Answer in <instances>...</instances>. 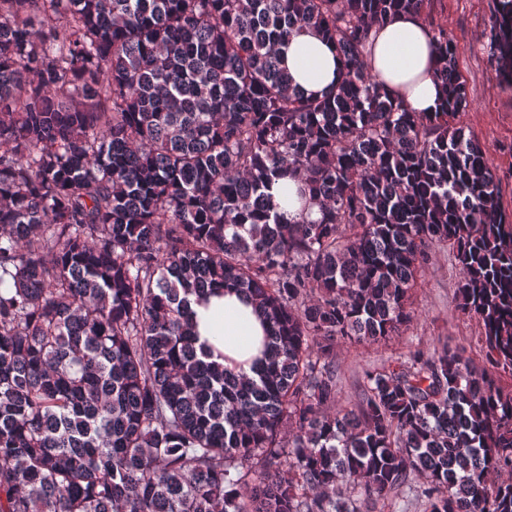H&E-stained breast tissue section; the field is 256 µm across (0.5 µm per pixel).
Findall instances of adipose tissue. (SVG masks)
Returning <instances> with one entry per match:
<instances>
[{
	"label": "adipose tissue",
	"instance_id": "obj_1",
	"mask_svg": "<svg viewBox=\"0 0 512 512\" xmlns=\"http://www.w3.org/2000/svg\"><path fill=\"white\" fill-rule=\"evenodd\" d=\"M280 53L294 83L308 94H327L340 75V60L329 43L308 31L292 36ZM368 64L387 92L416 112L435 111L440 86L429 29L413 13H401L377 29ZM192 326L214 361L249 377L260 367L266 326L238 293L213 292L193 302Z\"/></svg>",
	"mask_w": 512,
	"mask_h": 512
}]
</instances>
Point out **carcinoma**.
<instances>
[{"label":"carcinoma","instance_id":"obj_1","mask_svg":"<svg viewBox=\"0 0 512 512\" xmlns=\"http://www.w3.org/2000/svg\"><path fill=\"white\" fill-rule=\"evenodd\" d=\"M431 0H0V512H512V216ZM424 15L440 111L390 98L373 29ZM333 43L336 88L278 47ZM489 55L512 82V0ZM301 177L316 221L266 193ZM430 242L452 248L462 348L362 370L336 341L414 319ZM269 323L258 378L207 361L205 290ZM294 83L307 94H327L340 75L341 63L332 45L302 31L279 48Z\"/></svg>","mask_w":512,"mask_h":512}]
</instances>
